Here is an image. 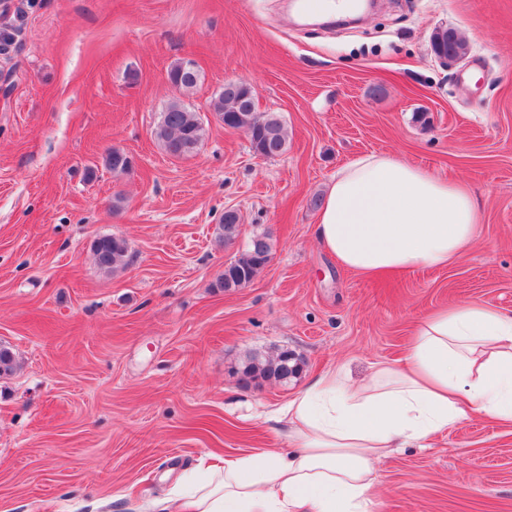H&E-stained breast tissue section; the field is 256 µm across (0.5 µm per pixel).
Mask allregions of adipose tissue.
<instances>
[{
    "mask_svg": "<svg viewBox=\"0 0 512 512\" xmlns=\"http://www.w3.org/2000/svg\"><path fill=\"white\" fill-rule=\"evenodd\" d=\"M468 185L390 154L343 165L328 185L315 240L338 264L378 279L444 267L478 240ZM468 416L512 426V310L472 300L417 322L404 359L359 382L323 373L274 416L291 453L200 466L159 512H371L379 460Z\"/></svg>",
    "mask_w": 512,
    "mask_h": 512,
    "instance_id": "obj_1",
    "label": "adipose tissue"
}]
</instances>
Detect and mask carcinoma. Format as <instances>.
<instances>
[{"mask_svg":"<svg viewBox=\"0 0 512 512\" xmlns=\"http://www.w3.org/2000/svg\"><path fill=\"white\" fill-rule=\"evenodd\" d=\"M170 83L189 92L197 84L198 71L189 68V63L179 62L168 71ZM252 87L245 82H229L213 103V111L231 129L247 130L253 152L268 159L283 155L288 149V135L284 125L274 113H258L251 100ZM205 125L198 113L190 110L180 101L174 100L161 113L154 129V137L164 151L173 157L187 156L196 151L205 136ZM105 165L114 173H125L130 161L124 154L110 150ZM219 238L226 244L232 243L239 235V217L224 214ZM262 238V252L252 253L245 248L224 269L218 287L230 291L242 288L252 282L266 266V258L272 255V237L268 232H256ZM92 250L98 268L113 273L127 265L128 245L122 238L102 236L97 238ZM283 353L268 358L250 354L239 366V372L253 378L278 382Z\"/></svg>","mask_w":512,"mask_h":512,"instance_id":"obj_1","label":"carcinoma"}]
</instances>
